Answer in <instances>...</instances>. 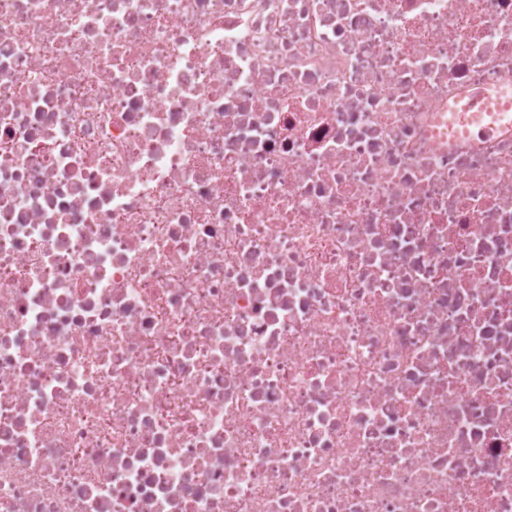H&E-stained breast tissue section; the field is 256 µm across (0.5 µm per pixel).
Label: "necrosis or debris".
I'll return each mask as SVG.
<instances>
[{
	"label": "necrosis or debris",
	"mask_w": 512,
	"mask_h": 512,
	"mask_svg": "<svg viewBox=\"0 0 512 512\" xmlns=\"http://www.w3.org/2000/svg\"><path fill=\"white\" fill-rule=\"evenodd\" d=\"M512 0H0V512H512ZM510 96V91H498L494 97L491 94L478 92L471 95L467 100L451 109H448V130L457 127L458 115L456 112H468L466 116L465 134L488 135L503 128L512 126V110L506 112L501 107V99ZM497 103V112L492 104Z\"/></svg>",
	"instance_id": "necrosis-or-debris-1"
}]
</instances>
